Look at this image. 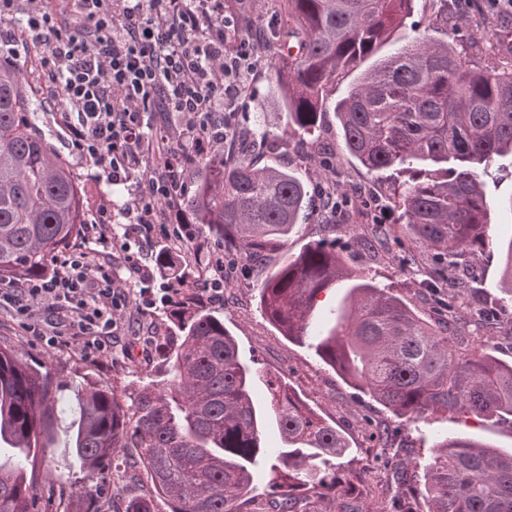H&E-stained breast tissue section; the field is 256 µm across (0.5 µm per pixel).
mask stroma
I'll list each match as a JSON object with an SVG mask.
<instances>
[{"mask_svg": "<svg viewBox=\"0 0 512 512\" xmlns=\"http://www.w3.org/2000/svg\"><path fill=\"white\" fill-rule=\"evenodd\" d=\"M9 29L20 52L17 66L26 78L24 90L28 109L37 115L34 131L68 165L83 195L85 223L80 235L96 260L111 263L114 276L129 294H136L140 283L127 267V254L136 253L141 264L147 266L151 263V252L166 245L187 261L191 258L187 243L158 231L144 236L139 225L130 223L126 211L139 190L142 175H135L122 185L121 195H113L112 182L103 170L71 150L64 108L55 88L39 68L43 44L27 34L21 19H14ZM509 31L512 32V12L495 8L491 0H458L454 11L448 15L449 43L462 57L479 64L487 61L486 49ZM355 77V71L345 72L328 87L320 117L311 133L291 137L274 149L259 144L252 153L259 164L292 169L310 186L314 197L323 189H333L340 201L337 212H323L316 200L311 202L288 237L270 251L266 267L225 256L224 298L211 301L210 307L223 317L225 326L236 337L242 359L254 361L262 374L287 382L346 437L349 449L339 460L338 474L349 481L357 512H392V501L398 495L392 480L394 468L405 467L409 488H418L436 435L471 437L510 451L512 424L483 417L465 421L449 414L432 415L416 424L399 419L369 395L349 386L321 361L313 348L282 336L260 311L258 289L265 277L309 245L323 242L335 246L350 276L318 296L309 319L310 333H318L334 321L352 281L361 279L390 289L426 320L438 315L425 295L420 276L405 263L403 250L409 240L400 228L397 211H390L387 220L393 229L392 235L377 249L368 248L359 239L360 227L377 223L376 205L386 202L390 183L367 172L348 153L341 137L334 105ZM250 88L256 96L241 98L235 130L243 135H254L253 112L259 98L265 102V119L270 130L282 129L285 117L274 103L267 66L258 68ZM322 160L332 165L335 177H324L318 166ZM485 191L491 206L493 244L479 256L477 273L470 286L475 301L496 306L498 310V325L481 331V343L498 360L512 364V300L504 298L499 288L506 246L512 241L511 156L496 162L492 175L486 180ZM103 210L112 215L111 240L107 243L99 239L94 226ZM168 333L165 306L159 304L144 313L133 301L105 352L85 356L77 341L47 351L35 337L20 328L9 308L0 307V345L18 350L32 364L48 368L59 379L73 384L88 380L120 393L146 382L147 373L154 366L157 342ZM70 439V420L58 422L49 437L44 457L37 459L32 470L35 493L42 498H52L55 512H79L70 487L82 478L83 471L70 448ZM151 491L145 473L114 468L112 488L100 499L99 510L126 512L130 498L147 496Z\"/></svg>", "mask_w": 512, "mask_h": 512, "instance_id": "1", "label": "stroma"}]
</instances>
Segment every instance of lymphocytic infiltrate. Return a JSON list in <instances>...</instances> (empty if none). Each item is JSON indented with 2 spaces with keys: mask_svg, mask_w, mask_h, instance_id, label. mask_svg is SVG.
I'll return each mask as SVG.
<instances>
[{
  "mask_svg": "<svg viewBox=\"0 0 512 512\" xmlns=\"http://www.w3.org/2000/svg\"><path fill=\"white\" fill-rule=\"evenodd\" d=\"M18 12L45 45L41 69L77 114L67 126L73 150L116 185L146 171L135 223L148 233L160 225L183 235L181 201L192 162L223 149L261 62L257 43L238 33L241 15L226 12L224 0H80V22L70 29L48 0H0L1 18ZM156 112L176 115V124L154 129ZM2 305L46 347L77 337L100 352L126 296L111 270L77 243L54 258L50 274L24 288L0 282ZM42 306L70 310L66 331L41 328L35 315Z\"/></svg>",
  "mask_w": 512,
  "mask_h": 512,
  "instance_id": "f902f5d3",
  "label": "lymphocytic infiltrate"
}]
</instances>
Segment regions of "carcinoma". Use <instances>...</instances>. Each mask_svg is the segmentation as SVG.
Returning <instances> with one entry per match:
<instances>
[{"label": "carcinoma", "mask_w": 512, "mask_h": 512, "mask_svg": "<svg viewBox=\"0 0 512 512\" xmlns=\"http://www.w3.org/2000/svg\"><path fill=\"white\" fill-rule=\"evenodd\" d=\"M413 0H284L287 20L270 33L277 52L269 78L285 113L273 134L264 115L260 136L309 134L323 94L339 73L372 57ZM433 30L448 26V0H432ZM345 146L377 175L401 180L389 195L401 211L410 242L430 251L436 267L423 286L448 287L457 299L431 325L385 288L354 284L349 304L316 336L315 352L353 388L409 422L426 414L512 417V365L503 364L458 331L465 319L488 323L495 313L461 309L471 259L491 243L490 205L483 178L493 162L512 154V67L491 58L482 68L456 54L448 41L426 33L380 59L335 106ZM222 153L200 158L187 199L190 224H200L246 258L288 236L310 202L309 186L295 173ZM76 179L32 130L23 73L0 67V281L45 273L48 259L67 246L83 224ZM195 263L161 246L153 262L172 297L171 336L157 346L154 379L127 398L90 382L59 395L58 378L0 347V445L14 450L0 464V512H41L26 478L39 442L69 416L75 457L86 472L76 494L88 506L109 488L112 463L124 448L146 473L169 512H239L257 469L280 492L276 512H297L293 494L320 489L353 512L349 485L334 459L348 450L345 437L319 418L279 379L265 380L268 410L252 389L261 374L243 363L224 319L199 287L200 272L216 262L206 239L193 241ZM344 277L335 249L315 243L262 284V313L282 335L301 343L317 296ZM275 424L284 448L270 458L263 429ZM512 512V451L466 438L442 436L424 467L423 487L404 497L397 512Z\"/></svg>", "instance_id": "1"}]
</instances>
